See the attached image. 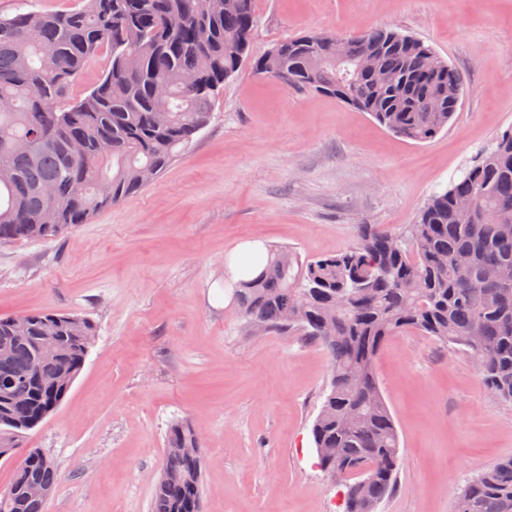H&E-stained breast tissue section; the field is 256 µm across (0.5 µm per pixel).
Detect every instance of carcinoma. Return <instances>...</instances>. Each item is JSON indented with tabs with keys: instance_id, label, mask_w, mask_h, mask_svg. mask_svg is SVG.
Wrapping results in <instances>:
<instances>
[{
	"instance_id": "carcinoma-1",
	"label": "carcinoma",
	"mask_w": 512,
	"mask_h": 512,
	"mask_svg": "<svg viewBox=\"0 0 512 512\" xmlns=\"http://www.w3.org/2000/svg\"><path fill=\"white\" fill-rule=\"evenodd\" d=\"M58 13L0 18V141H29L27 153L0 146V241L53 240L87 223L154 181L209 122L224 82L251 62L253 72L297 90H313L368 113L389 132L423 143L457 112L453 86L462 74L434 49L393 28L342 36L336 45L311 31L250 53L254 0H81ZM375 72L351 67L367 54ZM98 83L73 87L96 59ZM193 75L208 89L187 82ZM51 183L48 199L41 187ZM499 213L490 224L458 200ZM466 253L465 268L453 257ZM512 265V128L463 175L435 193L402 235L357 225L348 250L301 260L268 250L259 275L237 284L247 325L297 332L329 355L331 377L312 428L317 466L344 488L343 512H376L396 486L399 435L380 392L374 362L385 340L413 329L483 363L482 379L512 403V288L490 271ZM0 318V460L27 431L53 415L82 371L97 326L90 318L46 310ZM195 431L170 425L151 512H205L203 453ZM347 467L361 489L351 494ZM53 492L52 457L31 448L0 493V512H46L28 495ZM456 502L463 512H512V457L468 479Z\"/></svg>"
}]
</instances>
